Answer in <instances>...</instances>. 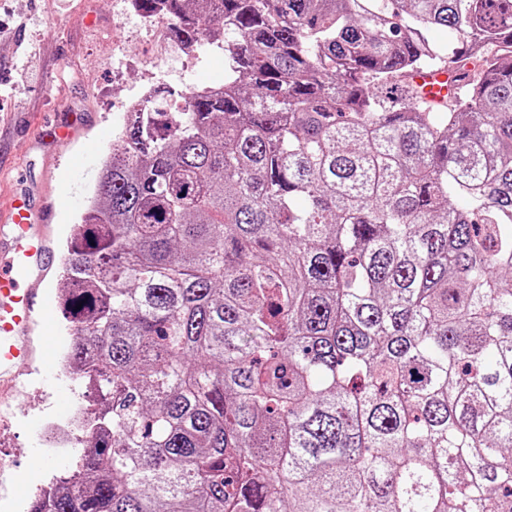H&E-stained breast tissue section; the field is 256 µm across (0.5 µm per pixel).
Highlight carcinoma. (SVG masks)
<instances>
[{
	"instance_id": "carcinoma-1",
	"label": "carcinoma",
	"mask_w": 512,
	"mask_h": 512,
	"mask_svg": "<svg viewBox=\"0 0 512 512\" xmlns=\"http://www.w3.org/2000/svg\"><path fill=\"white\" fill-rule=\"evenodd\" d=\"M134 2L224 85L72 227L85 450L27 512H512V0ZM413 83L421 100L430 103H443L456 96L462 88L456 75L446 69L419 72L413 78Z\"/></svg>"
}]
</instances>
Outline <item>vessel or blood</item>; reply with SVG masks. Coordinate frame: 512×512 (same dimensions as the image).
<instances>
[{
    "instance_id": "b4317fda",
    "label": "vessel or blood",
    "mask_w": 512,
    "mask_h": 512,
    "mask_svg": "<svg viewBox=\"0 0 512 512\" xmlns=\"http://www.w3.org/2000/svg\"><path fill=\"white\" fill-rule=\"evenodd\" d=\"M421 100L441 103L462 84L454 73L437 69L413 79ZM33 192L19 184L6 223L0 225V382L17 384L18 367L34 359L32 331L48 303L46 278L57 265L44 228L55 206L34 204Z\"/></svg>"
}]
</instances>
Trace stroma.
Masks as SVG:
<instances>
[{"label": "stroma", "mask_w": 512, "mask_h": 512, "mask_svg": "<svg viewBox=\"0 0 512 512\" xmlns=\"http://www.w3.org/2000/svg\"><path fill=\"white\" fill-rule=\"evenodd\" d=\"M119 0H0V222L19 173L57 203L50 228L55 251L92 189L101 159L117 147L120 110L140 85L124 68L133 57L153 71L157 85L194 87L224 77V52L213 48L197 65L158 66L167 47L130 16L116 22ZM60 284L50 281L51 303L34 339L43 359L24 375V385L0 407V512H26L37 485L66 472L80 452H45L43 421L66 417L58 403H83V386L59 366L70 337L54 308Z\"/></svg>", "instance_id": "1"}]
</instances>
